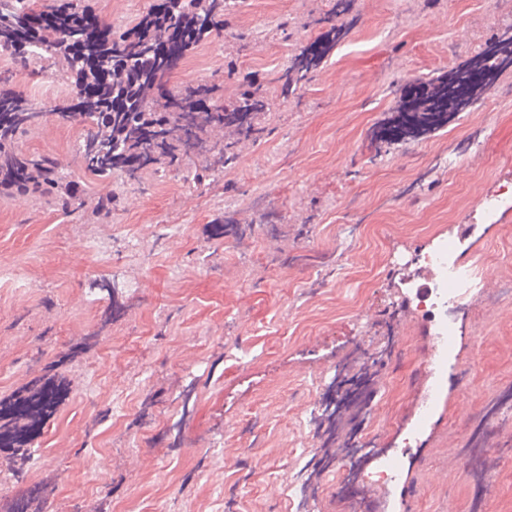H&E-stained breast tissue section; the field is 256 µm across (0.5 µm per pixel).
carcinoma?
<instances>
[{
    "instance_id": "obj_1",
    "label": "carcinoma",
    "mask_w": 512,
    "mask_h": 512,
    "mask_svg": "<svg viewBox=\"0 0 512 512\" xmlns=\"http://www.w3.org/2000/svg\"><path fill=\"white\" fill-rule=\"evenodd\" d=\"M354 0H329L318 19L329 24L322 36L300 50L267 87L244 78L236 95L221 101L215 85L187 86L160 93L161 79L175 63L161 48L173 35L187 32L178 44L184 57L202 40L229 25L235 0H163L162 5L119 33L112 26L85 25L82 17L94 13L85 0H48L37 11L32 0H0V53L39 71L53 69L70 82V104L63 111L41 106L32 111L34 99L16 92H0V198L47 205L82 224H107L120 203L112 189L89 203L80 185L69 178L50 155L25 153L18 146L24 134L40 128L53 115L63 122L86 125L76 146L85 170L97 177L135 185L147 174L185 170L193 186L206 187L235 168L243 149L272 132L268 117L285 94L302 89L323 60L344 38ZM52 22L38 25L35 19ZM512 26L500 33L483 53L493 60L488 70L512 62ZM437 95L426 99L411 91L405 95V112L433 113L437 103L448 101L452 110L464 103L463 83L469 94L481 87L478 74L461 72L449 84L443 78ZM246 234L234 215L216 224L214 237L224 231Z\"/></svg>"
}]
</instances>
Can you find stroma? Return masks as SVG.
Here are the masks:
<instances>
[{
  "label": "stroma",
  "mask_w": 512,
  "mask_h": 512,
  "mask_svg": "<svg viewBox=\"0 0 512 512\" xmlns=\"http://www.w3.org/2000/svg\"><path fill=\"white\" fill-rule=\"evenodd\" d=\"M157 0H94L119 30ZM321 0H239L228 30L180 62L163 87H238L226 65L275 77ZM351 34L325 58L302 99L270 118L210 189L174 174L126 189L108 224H75L25 199H0V400L58 376L69 390L23 446L0 447V512L43 489L28 512H294L289 487L317 455L351 450L313 430L344 362L376 375L362 433L400 447L428 385L430 336L420 333L416 254L449 238L480 260L479 298L458 314L448 389L388 492L315 475L310 512H512V416L491 400L512 392V209L485 223L482 196L512 187V68L458 116L403 142L378 129L400 85L468 66L512 26V0H354ZM295 22L293 38L276 31ZM390 33L377 32V23ZM242 31L251 45L239 48ZM12 91L65 105L61 78L17 70ZM80 127L48 117L23 137L50 153L94 198L117 180L85 175ZM252 224L212 238L224 211ZM272 213L271 224L259 223ZM96 239L110 256L84 252ZM123 288L110 316L102 281ZM481 438L486 477L461 448Z\"/></svg>",
  "instance_id": "stroma-1"
}]
</instances>
